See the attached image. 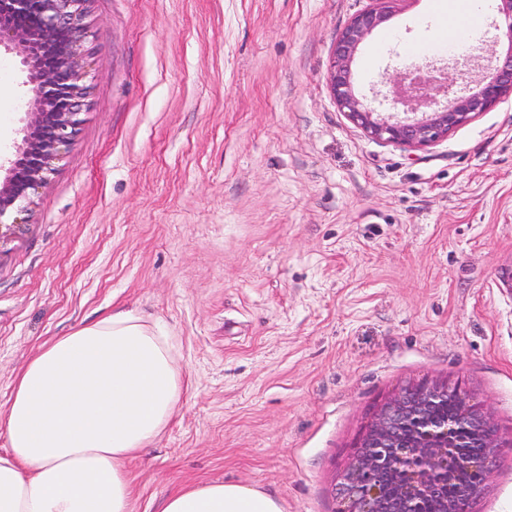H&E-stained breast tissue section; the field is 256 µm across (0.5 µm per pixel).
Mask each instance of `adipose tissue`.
<instances>
[{
	"instance_id": "1",
	"label": "adipose tissue",
	"mask_w": 512,
	"mask_h": 512,
	"mask_svg": "<svg viewBox=\"0 0 512 512\" xmlns=\"http://www.w3.org/2000/svg\"><path fill=\"white\" fill-rule=\"evenodd\" d=\"M182 394L170 338L131 311L57 337L0 413V512H131L126 461L166 428ZM160 512H281L271 496L206 483Z\"/></svg>"
}]
</instances>
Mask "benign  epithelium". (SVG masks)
Segmentation results:
<instances>
[{"mask_svg":"<svg viewBox=\"0 0 512 512\" xmlns=\"http://www.w3.org/2000/svg\"><path fill=\"white\" fill-rule=\"evenodd\" d=\"M87 2L0 0V47L19 49L31 117L0 181V218L29 210L54 161L73 143L87 94L79 84ZM372 2L338 36L327 75L337 107L367 136L423 150L512 98V0H490L495 34L481 47L487 65L476 77L454 76L455 64L425 61L383 77L385 90L375 91L373 100L360 96L352 81L355 55L401 0ZM448 400L457 411L437 414ZM498 447V428L460 387L411 386L380 409L354 448L340 512H424L431 499L438 512H470L494 469ZM459 470L478 473L479 484L450 499L448 476Z\"/></svg>","mask_w":512,"mask_h":512,"instance_id":"1","label":"benign epithelium"}]
</instances>
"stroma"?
I'll list each match as a JSON object with an SVG mask.
<instances>
[{
    "instance_id": "1",
    "label": "stroma",
    "mask_w": 512,
    "mask_h": 512,
    "mask_svg": "<svg viewBox=\"0 0 512 512\" xmlns=\"http://www.w3.org/2000/svg\"><path fill=\"white\" fill-rule=\"evenodd\" d=\"M371 0H88L74 143L0 240V410L41 347L117 310L165 328L182 396L128 464L132 512L208 482L336 512L350 452L417 384H461L502 440L473 512H512V99L424 150L368 137L327 74ZM406 0L359 52L379 89L436 50ZM0 50V156L28 116Z\"/></svg>"
}]
</instances>
